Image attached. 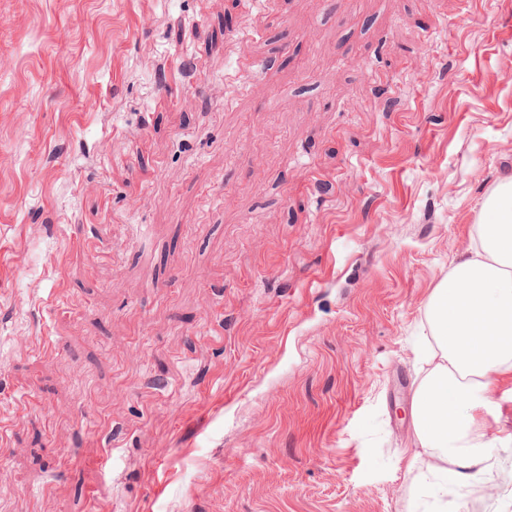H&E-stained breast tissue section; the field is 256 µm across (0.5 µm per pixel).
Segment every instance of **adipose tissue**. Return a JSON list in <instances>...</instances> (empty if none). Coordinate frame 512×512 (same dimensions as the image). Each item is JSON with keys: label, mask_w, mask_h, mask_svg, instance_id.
Returning <instances> with one entry per match:
<instances>
[{"label": "adipose tissue", "mask_w": 512, "mask_h": 512, "mask_svg": "<svg viewBox=\"0 0 512 512\" xmlns=\"http://www.w3.org/2000/svg\"><path fill=\"white\" fill-rule=\"evenodd\" d=\"M425 318L436 363L414 396L412 461L469 487L491 455L474 410L512 377V175L484 199L477 241L434 289Z\"/></svg>", "instance_id": "adipose-tissue-1"}]
</instances>
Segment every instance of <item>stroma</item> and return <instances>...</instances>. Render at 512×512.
<instances>
[{"instance_id": "1", "label": "stroma", "mask_w": 512, "mask_h": 512, "mask_svg": "<svg viewBox=\"0 0 512 512\" xmlns=\"http://www.w3.org/2000/svg\"><path fill=\"white\" fill-rule=\"evenodd\" d=\"M512 174V0H0V512H512L429 489L425 305Z\"/></svg>"}]
</instances>
